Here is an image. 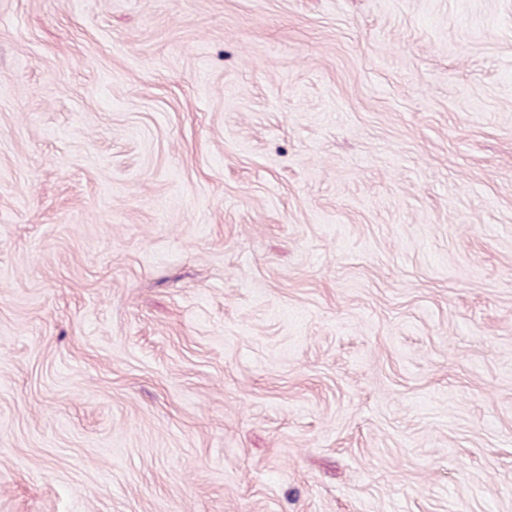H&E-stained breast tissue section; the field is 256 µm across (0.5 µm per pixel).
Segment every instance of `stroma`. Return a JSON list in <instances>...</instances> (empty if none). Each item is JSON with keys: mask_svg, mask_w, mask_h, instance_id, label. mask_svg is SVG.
<instances>
[{"mask_svg": "<svg viewBox=\"0 0 512 512\" xmlns=\"http://www.w3.org/2000/svg\"><path fill=\"white\" fill-rule=\"evenodd\" d=\"M0 512H512V0H0Z\"/></svg>", "mask_w": 512, "mask_h": 512, "instance_id": "obj_1", "label": "stroma"}]
</instances>
